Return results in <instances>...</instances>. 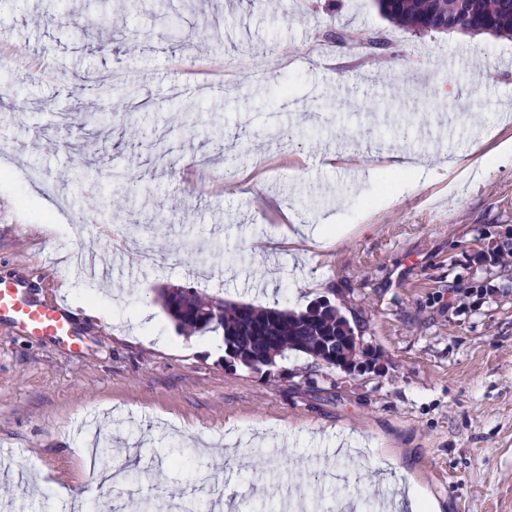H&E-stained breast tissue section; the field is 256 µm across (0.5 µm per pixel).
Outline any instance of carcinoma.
Returning a JSON list of instances; mask_svg holds the SVG:
<instances>
[{"instance_id":"obj_1","label":"carcinoma","mask_w":512,"mask_h":512,"mask_svg":"<svg viewBox=\"0 0 512 512\" xmlns=\"http://www.w3.org/2000/svg\"><path fill=\"white\" fill-rule=\"evenodd\" d=\"M455 0H399L387 6L376 0L380 12L402 27L418 33L427 32L438 18L448 24L463 23V11L452 8ZM473 12V21L465 32L480 33L489 27L495 35L512 37V0H461ZM157 299L179 327L200 334L220 333L224 337L229 366H241L258 373L265 370L263 361L272 352L278 359L288 352L303 353L323 365L336 366L340 337L346 320L329 301L317 300L304 311L286 308H257L250 303L229 302L203 296L189 286L161 288Z\"/></svg>"}]
</instances>
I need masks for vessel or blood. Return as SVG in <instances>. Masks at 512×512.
Wrapping results in <instances>:
<instances>
[{"instance_id":"b4317fda","label":"vessel or blood","mask_w":512,"mask_h":512,"mask_svg":"<svg viewBox=\"0 0 512 512\" xmlns=\"http://www.w3.org/2000/svg\"><path fill=\"white\" fill-rule=\"evenodd\" d=\"M0 322H6L25 335L49 338L73 349L83 341L65 308L37 301L25 282L0 278Z\"/></svg>"}]
</instances>
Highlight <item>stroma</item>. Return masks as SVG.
<instances>
[{"label":"stroma","instance_id":"obj_1","mask_svg":"<svg viewBox=\"0 0 512 512\" xmlns=\"http://www.w3.org/2000/svg\"><path fill=\"white\" fill-rule=\"evenodd\" d=\"M49 3L0 0V43L54 63L47 78L0 59V278L69 303L84 347L0 324V457L15 470L0 512H68L66 490L90 477L76 452L89 420L135 449L127 496L98 487L96 512L129 497L250 512L246 487L344 512V497L364 507L413 483L437 512H512V264L491 260L512 250V158L487 160L512 138V39L415 34L374 0H142L131 17L124 0H69L91 27L44 25ZM329 32L330 55L309 57ZM182 40L250 65L229 90L184 79ZM105 75L128 114L87 121L85 85ZM392 152L429 159L415 188L400 189ZM75 158L97 190L45 194ZM325 218L348 227L331 249L271 236ZM97 224L134 225L156 263L111 261ZM83 249L111 276L77 273ZM164 284L294 311L328 300L385 370L298 352L278 374L226 368L219 334L179 333L155 303Z\"/></svg>","mask_w":512,"mask_h":512}]
</instances>
